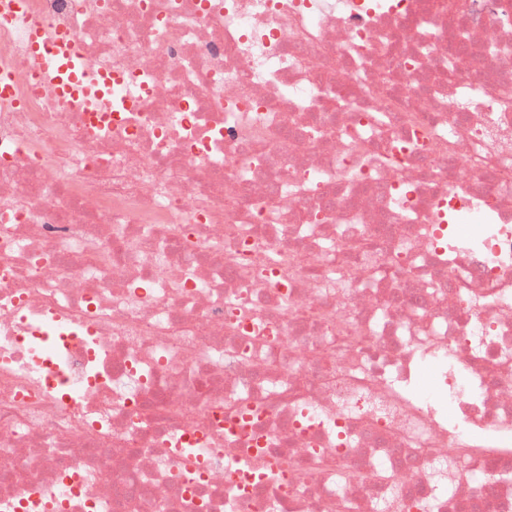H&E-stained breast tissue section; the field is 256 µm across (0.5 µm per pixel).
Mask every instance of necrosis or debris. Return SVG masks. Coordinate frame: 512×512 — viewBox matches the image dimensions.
I'll use <instances>...</instances> for the list:
<instances>
[{"label":"necrosis or debris","instance_id":"4bbe7bcc","mask_svg":"<svg viewBox=\"0 0 512 512\" xmlns=\"http://www.w3.org/2000/svg\"><path fill=\"white\" fill-rule=\"evenodd\" d=\"M3 77L0 512H512V0H0Z\"/></svg>","mask_w":512,"mask_h":512}]
</instances>
